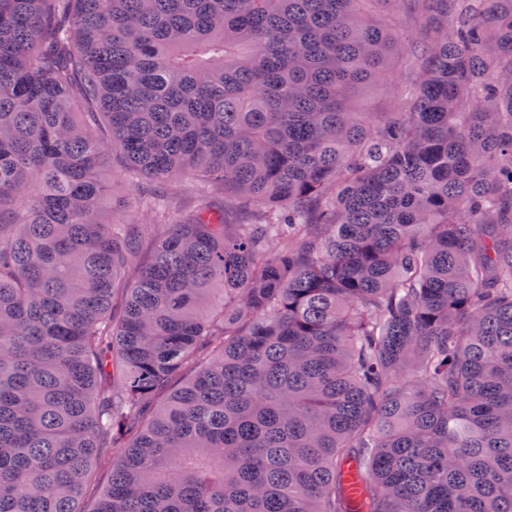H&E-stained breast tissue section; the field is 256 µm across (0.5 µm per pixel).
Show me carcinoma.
<instances>
[{
	"instance_id": "cac0c4a2",
	"label": "carcinoma",
	"mask_w": 512,
	"mask_h": 512,
	"mask_svg": "<svg viewBox=\"0 0 512 512\" xmlns=\"http://www.w3.org/2000/svg\"><path fill=\"white\" fill-rule=\"evenodd\" d=\"M367 2L0 0V512H512V0ZM418 65L411 56L401 57L395 65L392 90L370 89L354 102L357 112H389L400 109L404 100L398 95L402 86L416 83ZM112 473V449L104 460L97 463L94 479L82 496V510L92 512L97 506L101 493L109 483Z\"/></svg>"
}]
</instances>
